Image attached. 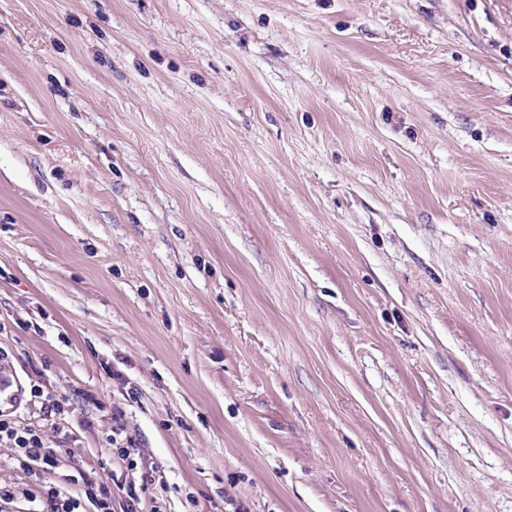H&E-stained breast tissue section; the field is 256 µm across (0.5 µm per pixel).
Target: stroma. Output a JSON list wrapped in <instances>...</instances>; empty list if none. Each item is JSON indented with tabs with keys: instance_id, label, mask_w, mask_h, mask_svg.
<instances>
[{
	"instance_id": "35a3bbf8",
	"label": "stroma",
	"mask_w": 512,
	"mask_h": 512,
	"mask_svg": "<svg viewBox=\"0 0 512 512\" xmlns=\"http://www.w3.org/2000/svg\"><path fill=\"white\" fill-rule=\"evenodd\" d=\"M0 347L146 512H512V0H0ZM106 450L118 460L124 461L130 456L129 448H135V444L124 435V428L116 425L112 428V434L106 437Z\"/></svg>"
}]
</instances>
